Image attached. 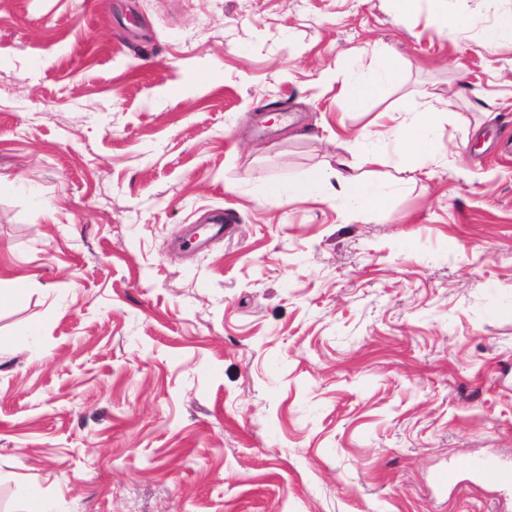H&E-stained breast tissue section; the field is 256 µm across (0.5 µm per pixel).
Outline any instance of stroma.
Segmentation results:
<instances>
[{
  "label": "stroma",
  "instance_id": "1",
  "mask_svg": "<svg viewBox=\"0 0 512 512\" xmlns=\"http://www.w3.org/2000/svg\"><path fill=\"white\" fill-rule=\"evenodd\" d=\"M430 0H0V512H512V41ZM403 67L366 110L340 96ZM453 98L427 175L364 162ZM507 101L489 120L478 98ZM346 155L347 221L271 199ZM237 215L182 247L216 209ZM37 336L14 352L16 329ZM372 66L375 72L373 80H345L342 86L344 98L354 108H363L370 99L382 93L385 85L398 83L402 78L399 60L387 51H378ZM337 166L329 177L320 176L293 183L288 187V198L332 196L342 203L351 219L385 209L392 193L391 186L362 179L354 173V167L345 158H338ZM461 471L470 472L478 477L494 475L502 485L506 487L512 485V470L507 467H503L498 462L494 460H465L458 466L438 470L432 477L431 482L433 488L437 492L445 491L448 488V485H451L456 481L457 475Z\"/></svg>",
  "mask_w": 512,
  "mask_h": 512
}]
</instances>
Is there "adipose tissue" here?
<instances>
[{"mask_svg":"<svg viewBox=\"0 0 512 512\" xmlns=\"http://www.w3.org/2000/svg\"><path fill=\"white\" fill-rule=\"evenodd\" d=\"M372 66L375 72L373 80H348L342 86L344 98L354 108H363L370 99L382 93L385 85L398 83L402 78V66L389 52L378 51ZM449 106L448 99L431 97L417 115L390 128L387 149L369 152L368 163L380 165L393 157L410 170L419 169L420 158L429 145L430 136ZM391 193V186L367 181L355 174L353 166L343 158L338 159L331 176L298 181L288 188L289 197L294 199L335 197L353 219L384 210Z\"/></svg>","mask_w":512,"mask_h":512,"instance_id":"obj_1","label":"adipose tissue"}]
</instances>
